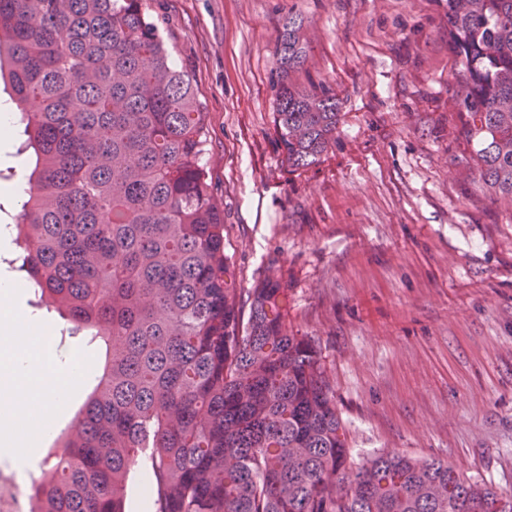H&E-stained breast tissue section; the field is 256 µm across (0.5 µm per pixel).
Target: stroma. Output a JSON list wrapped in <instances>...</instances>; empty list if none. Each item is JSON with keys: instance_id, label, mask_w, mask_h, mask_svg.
Masks as SVG:
<instances>
[{"instance_id": "35a3bbf8", "label": "stroma", "mask_w": 512, "mask_h": 512, "mask_svg": "<svg viewBox=\"0 0 512 512\" xmlns=\"http://www.w3.org/2000/svg\"><path fill=\"white\" fill-rule=\"evenodd\" d=\"M208 113L204 163L241 290L288 291V330L319 343L362 458L447 462L512 492V206L482 190L452 106L459 64L444 0H143ZM298 78L341 101L320 161L289 169L273 123L288 15ZM61 350L102 342L65 335Z\"/></svg>"}]
</instances>
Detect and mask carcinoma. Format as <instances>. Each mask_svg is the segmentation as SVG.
Listing matches in <instances>:
<instances>
[{
  "instance_id": "carcinoma-1",
  "label": "carcinoma",
  "mask_w": 512,
  "mask_h": 512,
  "mask_svg": "<svg viewBox=\"0 0 512 512\" xmlns=\"http://www.w3.org/2000/svg\"><path fill=\"white\" fill-rule=\"evenodd\" d=\"M446 5L457 139L512 204V0ZM301 31L286 19L272 83L293 170L319 162L340 120L336 93L294 81ZM0 93L35 156L9 264L35 306L106 345L34 480L39 512H126L140 473L154 512H512V493L440 460L353 457L320 348L288 332L287 289L244 301L235 287L206 113L140 0H0Z\"/></svg>"
}]
</instances>
